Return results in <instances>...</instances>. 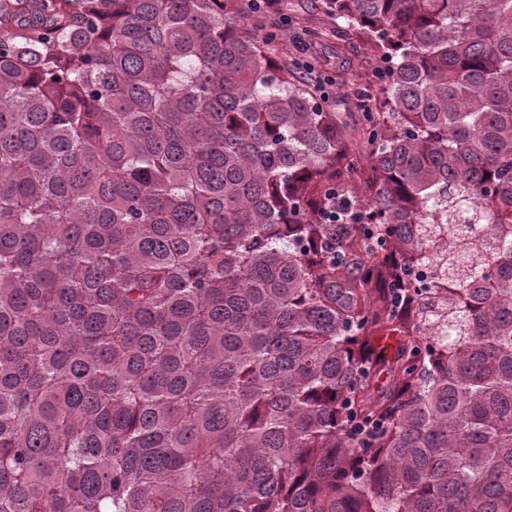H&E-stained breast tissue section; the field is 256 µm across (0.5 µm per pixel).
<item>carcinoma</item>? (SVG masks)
<instances>
[{
    "label": "carcinoma",
    "mask_w": 512,
    "mask_h": 512,
    "mask_svg": "<svg viewBox=\"0 0 512 512\" xmlns=\"http://www.w3.org/2000/svg\"><path fill=\"white\" fill-rule=\"evenodd\" d=\"M0 0V512H512V0ZM322 0H281L279 12L271 20L279 25L280 42L275 46L278 63L290 73L304 78L318 94L325 96L326 103L337 112H360L356 99L362 97L372 102L373 112H383L381 88L386 80L387 64L363 36L345 28L334 15L322 8ZM306 27L322 30L326 34L322 42H312ZM336 44L348 66L345 79L337 78L333 69L318 66L312 75L304 70L306 63H313L324 53L330 62L336 63ZM313 79V81L311 80Z\"/></svg>",
    "instance_id": "carcinoma-1"
}]
</instances>
